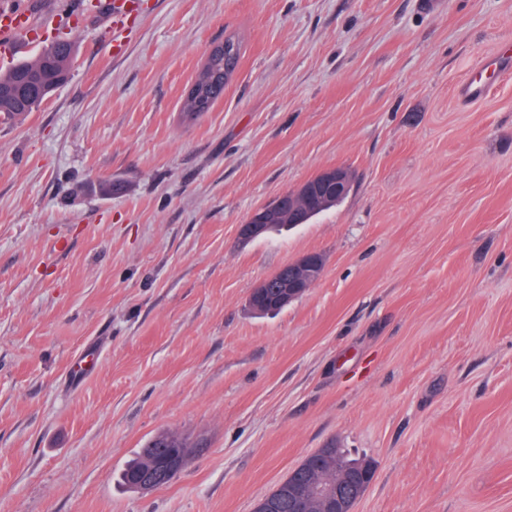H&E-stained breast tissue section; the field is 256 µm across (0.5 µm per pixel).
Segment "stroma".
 Returning a JSON list of instances; mask_svg holds the SVG:
<instances>
[{"label":"stroma","mask_w":512,"mask_h":512,"mask_svg":"<svg viewBox=\"0 0 512 512\" xmlns=\"http://www.w3.org/2000/svg\"><path fill=\"white\" fill-rule=\"evenodd\" d=\"M69 80L0 121V512H253L334 443L354 512H512V0H135L74 18ZM211 111L182 99L225 37ZM349 195L244 241L329 167ZM320 254L280 312L248 296ZM85 377L73 367L87 354ZM187 445L147 493L152 436ZM163 433L149 440L144 448H141L138 456L127 464L122 473L123 482L127 487L133 489L134 478L141 471L143 472L136 480V488L141 492L151 491L157 488L162 479L172 478L180 473L186 457V448H172L167 456L157 459L145 469L155 457L164 454L170 445H183L177 435Z\"/></svg>","instance_id":"35a3bbf8"}]
</instances>
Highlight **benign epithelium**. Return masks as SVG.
<instances>
[{"label":"benign epithelium","mask_w":512,"mask_h":512,"mask_svg":"<svg viewBox=\"0 0 512 512\" xmlns=\"http://www.w3.org/2000/svg\"><path fill=\"white\" fill-rule=\"evenodd\" d=\"M351 188L352 176L346 168L325 169L305 181L294 192L288 206H283L277 200L254 210L246 223L240 226L239 236L243 240L256 238L285 214L288 215V223L304 224L320 209L344 199ZM323 271V258L312 254L302 256L282 267L277 273L276 281L267 279L253 288L249 295V305L259 313L280 310L302 296L322 276ZM274 287L278 289V293L273 307L270 308L266 294L267 289ZM185 457L186 449H172L167 456L157 459L149 468L143 470L136 480V488L141 492H148L157 488L161 480L177 476ZM328 464L336 469V484L293 485L289 489V495L305 502L311 498L322 499L328 503L330 512H353V507L363 496L368 482H358V477L352 475L350 466L338 456L330 459Z\"/></svg>","instance_id":"obj_1"}]
</instances>
